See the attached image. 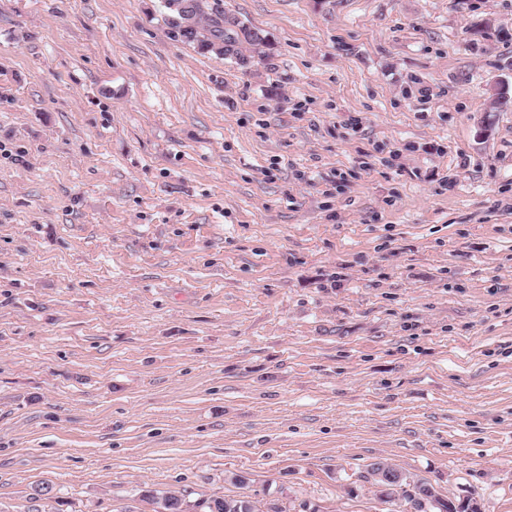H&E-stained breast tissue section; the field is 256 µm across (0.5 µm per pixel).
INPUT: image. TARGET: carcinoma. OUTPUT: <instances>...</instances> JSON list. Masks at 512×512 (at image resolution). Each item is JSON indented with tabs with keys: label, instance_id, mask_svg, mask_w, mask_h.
<instances>
[{
	"label": "carcinoma",
	"instance_id": "carcinoma-1",
	"mask_svg": "<svg viewBox=\"0 0 512 512\" xmlns=\"http://www.w3.org/2000/svg\"><path fill=\"white\" fill-rule=\"evenodd\" d=\"M165 21L171 36L246 68L268 38L224 9V0H164ZM368 474L379 499L395 506L391 512H466L462 499L439 495L427 481L407 473L386 460L370 464ZM391 475L394 481L384 477ZM141 497L152 512H268L267 501L249 495L205 496L191 500L175 490L143 489Z\"/></svg>",
	"mask_w": 512,
	"mask_h": 512
}]
</instances>
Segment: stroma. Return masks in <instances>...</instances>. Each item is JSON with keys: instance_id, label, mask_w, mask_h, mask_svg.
I'll use <instances>...</instances> for the list:
<instances>
[{"instance_id": "stroma-1", "label": "stroma", "mask_w": 512, "mask_h": 512, "mask_svg": "<svg viewBox=\"0 0 512 512\" xmlns=\"http://www.w3.org/2000/svg\"><path fill=\"white\" fill-rule=\"evenodd\" d=\"M224 6L0 0V512H512V0ZM171 36L194 44L203 53L230 58L247 68L268 45L260 30L250 28L224 9V0H164ZM368 474L372 485L377 489L379 499L398 507L390 512H466L462 499L452 496L442 497L427 481L407 473L386 460L371 463ZM392 475L396 480L386 482L383 477ZM386 485L388 489H379ZM141 497L153 506V512H270L266 499L256 500L249 495L205 496L195 500L175 490L143 489ZM161 509V510H159Z\"/></svg>"}]
</instances>
